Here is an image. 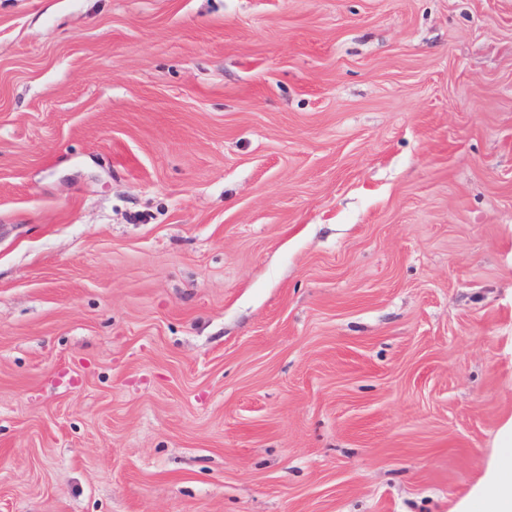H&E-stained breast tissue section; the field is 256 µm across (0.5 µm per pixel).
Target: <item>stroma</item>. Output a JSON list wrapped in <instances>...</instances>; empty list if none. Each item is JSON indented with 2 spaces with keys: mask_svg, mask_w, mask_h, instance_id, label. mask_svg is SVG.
<instances>
[{
  "mask_svg": "<svg viewBox=\"0 0 512 512\" xmlns=\"http://www.w3.org/2000/svg\"><path fill=\"white\" fill-rule=\"evenodd\" d=\"M512 0H0V512H491Z\"/></svg>",
  "mask_w": 512,
  "mask_h": 512,
  "instance_id": "1",
  "label": "stroma"
}]
</instances>
